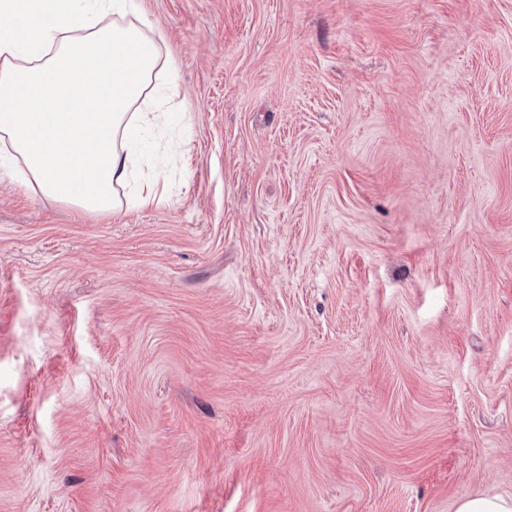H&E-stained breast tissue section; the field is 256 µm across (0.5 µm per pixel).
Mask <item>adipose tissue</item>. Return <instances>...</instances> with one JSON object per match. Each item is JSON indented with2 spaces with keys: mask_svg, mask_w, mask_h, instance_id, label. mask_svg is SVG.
<instances>
[{
  "mask_svg": "<svg viewBox=\"0 0 512 512\" xmlns=\"http://www.w3.org/2000/svg\"><path fill=\"white\" fill-rule=\"evenodd\" d=\"M139 14V0H0V166L22 161L27 187L90 213L154 200L136 143L169 113Z\"/></svg>",
  "mask_w": 512,
  "mask_h": 512,
  "instance_id": "obj_1",
  "label": "adipose tissue"
}]
</instances>
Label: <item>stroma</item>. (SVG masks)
<instances>
[{
  "instance_id": "stroma-1",
  "label": "stroma",
  "mask_w": 512,
  "mask_h": 512,
  "mask_svg": "<svg viewBox=\"0 0 512 512\" xmlns=\"http://www.w3.org/2000/svg\"><path fill=\"white\" fill-rule=\"evenodd\" d=\"M140 4L165 198L0 170V512L512 496V0Z\"/></svg>"
}]
</instances>
